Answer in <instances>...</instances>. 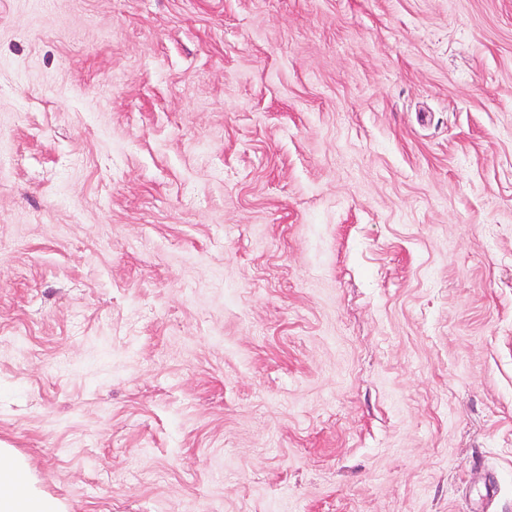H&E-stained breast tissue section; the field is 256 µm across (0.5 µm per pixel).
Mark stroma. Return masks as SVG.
Masks as SVG:
<instances>
[{
    "instance_id": "stroma-1",
    "label": "stroma",
    "mask_w": 512,
    "mask_h": 512,
    "mask_svg": "<svg viewBox=\"0 0 512 512\" xmlns=\"http://www.w3.org/2000/svg\"><path fill=\"white\" fill-rule=\"evenodd\" d=\"M0 457L512 512V0H0Z\"/></svg>"
}]
</instances>
